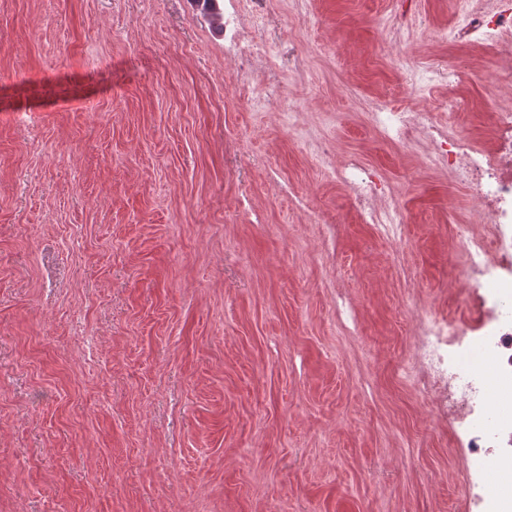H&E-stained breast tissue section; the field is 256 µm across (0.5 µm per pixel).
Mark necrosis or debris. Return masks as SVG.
I'll return each instance as SVG.
<instances>
[{
  "instance_id": "necrosis-or-debris-1",
  "label": "necrosis or debris",
  "mask_w": 512,
  "mask_h": 512,
  "mask_svg": "<svg viewBox=\"0 0 512 512\" xmlns=\"http://www.w3.org/2000/svg\"><path fill=\"white\" fill-rule=\"evenodd\" d=\"M233 2L235 21L252 20L247 31L236 35L230 49L240 72L245 73L264 55L266 32L252 18L256 0ZM441 36L476 42L497 54L501 59L498 78L512 85V0H500L491 11L464 0ZM457 109L456 102L442 99L420 111L381 100L371 106L366 118L385 141L421 151L427 169L448 170L455 182L472 187L484 202L478 223L495 228L494 237L472 232L465 239L464 272L484 315L478 330L414 307L409 313L417 323L419 392L426 396L440 392L441 408L462 403L471 415L464 429L468 480L483 479L491 465L506 479L512 477V278L498 273L490 255L512 256V230L504 222V205L512 202V108L497 115L498 145L491 152L458 134ZM312 152L325 174L349 186L364 223L386 238L402 240L408 219L402 208L389 204L393 187L388 181L356 159L333 166L328 142H314Z\"/></svg>"
}]
</instances>
